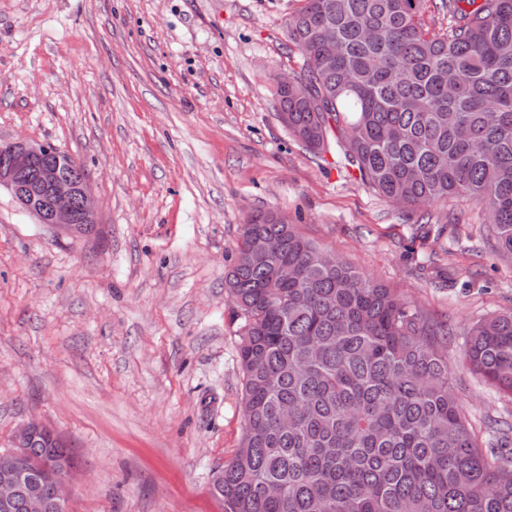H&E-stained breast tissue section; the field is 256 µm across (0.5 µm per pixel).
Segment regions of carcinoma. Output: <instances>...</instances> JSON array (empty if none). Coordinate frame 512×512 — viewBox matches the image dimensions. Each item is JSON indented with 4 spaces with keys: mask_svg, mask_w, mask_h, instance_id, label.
Masks as SVG:
<instances>
[{
    "mask_svg": "<svg viewBox=\"0 0 512 512\" xmlns=\"http://www.w3.org/2000/svg\"><path fill=\"white\" fill-rule=\"evenodd\" d=\"M426 2L303 0L286 20L298 82L276 88L278 111L390 201L480 205L512 258V0H439L437 33ZM254 235L269 252L250 251ZM322 255L270 210L242 227L225 287L244 320V432L214 483L224 512H512V456L476 443L448 381V329ZM465 358L512 394V314L474 324ZM52 450L71 453L44 427L36 474Z\"/></svg>",
    "mask_w": 512,
    "mask_h": 512,
    "instance_id": "cac0c4a2",
    "label": "carcinoma"
}]
</instances>
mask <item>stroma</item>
<instances>
[{"label": "stroma", "instance_id": "35a3bbf8", "mask_svg": "<svg viewBox=\"0 0 512 512\" xmlns=\"http://www.w3.org/2000/svg\"><path fill=\"white\" fill-rule=\"evenodd\" d=\"M302 3L0 0V142L69 154L100 213L73 238L0 190V450L30 420L61 434L69 512H224L243 430L224 275L256 210L447 321L475 438L512 452V399L464 357L472 324L512 313V258L480 205L397 206L291 137L273 78L300 67L284 24ZM428 214L442 237L419 238Z\"/></svg>", "mask_w": 512, "mask_h": 512}]
</instances>
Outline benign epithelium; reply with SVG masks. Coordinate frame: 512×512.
<instances>
[{
    "label": "benign epithelium",
    "mask_w": 512,
    "mask_h": 512,
    "mask_svg": "<svg viewBox=\"0 0 512 512\" xmlns=\"http://www.w3.org/2000/svg\"><path fill=\"white\" fill-rule=\"evenodd\" d=\"M62 157L58 148L35 140L1 142L0 188L7 189L38 223L72 233L99 223V209L87 183L62 181ZM34 426L33 422L19 426L12 448L0 452V512H9L20 497L26 512H67L64 500L49 498L41 479L24 466V445L33 435Z\"/></svg>",
    "instance_id": "7a95c632"
}]
</instances>
